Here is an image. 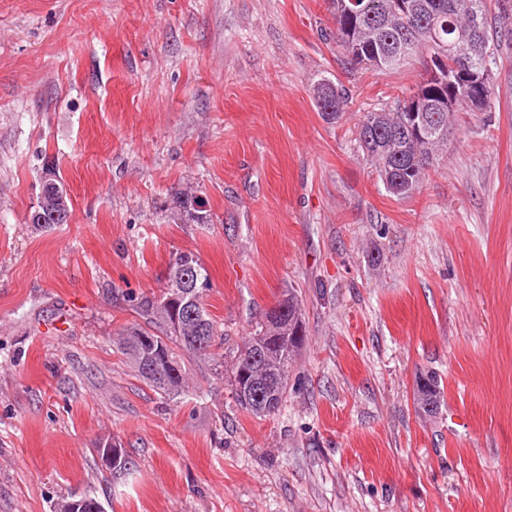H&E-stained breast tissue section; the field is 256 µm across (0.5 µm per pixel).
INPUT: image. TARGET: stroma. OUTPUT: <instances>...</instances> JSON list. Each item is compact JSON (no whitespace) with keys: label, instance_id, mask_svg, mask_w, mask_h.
I'll list each match as a JSON object with an SVG mask.
<instances>
[{"label":"stroma","instance_id":"stroma-1","mask_svg":"<svg viewBox=\"0 0 512 512\" xmlns=\"http://www.w3.org/2000/svg\"><path fill=\"white\" fill-rule=\"evenodd\" d=\"M486 112L421 189L386 191L364 113L425 73L350 65L325 0H0V512H512V18ZM346 106L325 120L320 80ZM54 168L68 223L28 214ZM205 202L207 223L177 200ZM197 253L224 345L152 391L118 350L170 256ZM307 339L279 411L232 358L283 289ZM436 372L438 413L414 405ZM112 439L132 461L112 474Z\"/></svg>","mask_w":512,"mask_h":512}]
</instances>
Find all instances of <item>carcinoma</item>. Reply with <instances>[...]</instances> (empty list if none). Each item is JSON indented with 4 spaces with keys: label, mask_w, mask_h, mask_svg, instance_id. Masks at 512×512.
<instances>
[{
    "label": "carcinoma",
    "mask_w": 512,
    "mask_h": 512,
    "mask_svg": "<svg viewBox=\"0 0 512 512\" xmlns=\"http://www.w3.org/2000/svg\"><path fill=\"white\" fill-rule=\"evenodd\" d=\"M334 20L333 37L350 62L375 72L398 69L413 54L429 57L436 71L417 85L393 110L368 112L359 124V144L387 191L405 198L418 190L438 151L448 146L457 116L466 108L457 64L473 61L497 66L502 40L492 18L512 15V0H326ZM313 97L321 114L335 120L343 111L345 93L336 85L317 83ZM186 216L206 222L203 200L187 195L178 200ZM70 206L60 180L42 186L37 205L28 216L39 229L68 223ZM211 288L205 267L193 251L175 252L168 265L167 283L158 297L139 302L147 327L132 325L123 332L119 349L137 376L167 397L185 391L181 355L214 358L219 345L215 321L203 304ZM301 303L288 288L266 312L235 355L229 376L237 404L257 415L279 410L288 390V369L305 343ZM165 359L175 374L158 376L146 370ZM443 393L433 372L416 378L414 404L425 414L437 413Z\"/></svg>",
    "instance_id": "1"
}]
</instances>
